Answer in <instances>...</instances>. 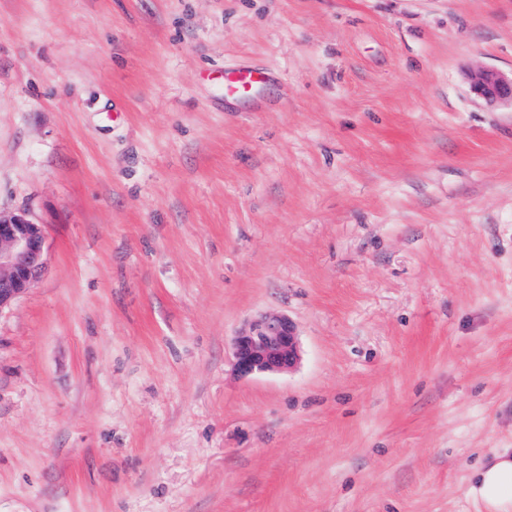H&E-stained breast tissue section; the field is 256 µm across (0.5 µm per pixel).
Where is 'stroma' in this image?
<instances>
[{
	"mask_svg": "<svg viewBox=\"0 0 512 512\" xmlns=\"http://www.w3.org/2000/svg\"><path fill=\"white\" fill-rule=\"evenodd\" d=\"M264 69L224 101V67ZM512 0H0V512H482L512 448ZM300 364L243 377L237 332ZM471 93L488 105L508 102L512 105V76L505 77L486 67H475L468 74ZM45 238L43 225L0 211V311L39 278L45 263ZM233 357L236 371L243 376L292 371L301 359L293 322L283 315L256 317L235 336ZM470 493L486 512L512 511V448L494 454L479 471Z\"/></svg>",
	"mask_w": 512,
	"mask_h": 512,
	"instance_id": "stroma-1",
	"label": "stroma"
}]
</instances>
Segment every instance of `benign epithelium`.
Listing matches in <instances>:
<instances>
[{"instance_id":"benign-epithelium-1","label":"benign epithelium","mask_w":512,"mask_h":512,"mask_svg":"<svg viewBox=\"0 0 512 512\" xmlns=\"http://www.w3.org/2000/svg\"><path fill=\"white\" fill-rule=\"evenodd\" d=\"M471 93L488 105L512 104V77L486 67L468 74ZM45 230L24 216L0 211V310L39 278L44 268ZM236 371L243 375L292 371L301 352L293 322L283 315L262 314L238 333L233 342Z\"/></svg>"}]
</instances>
